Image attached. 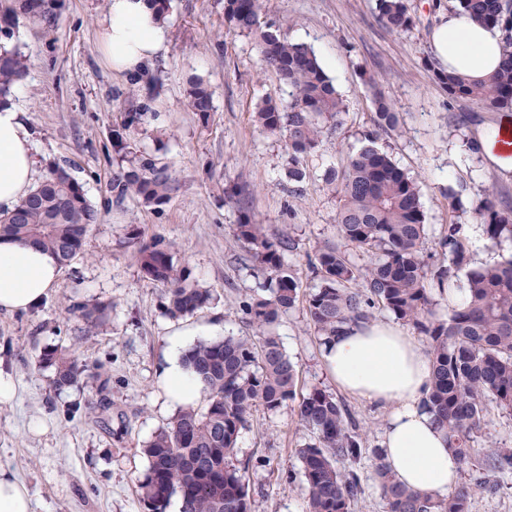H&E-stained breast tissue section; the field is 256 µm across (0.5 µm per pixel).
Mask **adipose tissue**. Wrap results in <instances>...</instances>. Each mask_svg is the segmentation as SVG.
<instances>
[{
	"label": "adipose tissue",
	"mask_w": 512,
	"mask_h": 512,
	"mask_svg": "<svg viewBox=\"0 0 512 512\" xmlns=\"http://www.w3.org/2000/svg\"><path fill=\"white\" fill-rule=\"evenodd\" d=\"M166 38L165 22L152 0H108L100 49L113 72H143ZM431 43L442 67L472 80L488 77L502 61L501 31L462 12L443 17ZM481 145L488 163L512 176V117L484 130ZM35 166L34 143L19 112L0 108V208H12L26 197L34 186ZM59 276L60 267L49 252L0 240V310L25 312L38 306ZM169 344L163 388L173 399L195 401L199 392L178 354L179 335H172ZM324 355L338 386L389 410L382 446L394 478L413 490L448 494L459 481V462L447 435L422 406L431 365L419 343L394 324L352 326L332 338Z\"/></svg>",
	"instance_id": "adipose-tissue-1"
}]
</instances>
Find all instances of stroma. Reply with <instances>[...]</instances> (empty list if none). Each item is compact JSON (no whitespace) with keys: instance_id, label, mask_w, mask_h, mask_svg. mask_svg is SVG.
I'll use <instances>...</instances> for the list:
<instances>
[{"instance_id":"stroma-1","label":"stroma","mask_w":512,"mask_h":512,"mask_svg":"<svg viewBox=\"0 0 512 512\" xmlns=\"http://www.w3.org/2000/svg\"><path fill=\"white\" fill-rule=\"evenodd\" d=\"M270 3L268 21L288 39L311 46L342 95L347 110L340 126L326 132L305 159L306 178L294 187L285 173V139L264 135L253 118L262 100H287V87L262 67L250 37L226 32L224 0H171L165 48L144 78L155 89L151 109L161 120L134 136L136 149L164 158L180 183L170 202L158 209L131 197L116 199L111 189L121 167L112 149V126L133 80L112 73L100 51L107 0H63L52 37L22 20L6 42L24 55L28 67L11 104L32 134L38 176L57 165L69 167L100 213L85 256L62 270L39 306L0 312V371L17 385L16 400L0 405V466L28 485L34 512H147L138 491L148 466L143 448L177 411L158 383L169 337L183 333L190 347L249 332L239 303L263 275L246 262L234 237L241 213L264 225L268 234L294 240L295 250L286 260L302 288H309V258L338 239V200L323 189L321 176L327 168L345 166L368 132H376V146L419 182L428 257L440 259L438 241L455 220L469 229L464 240L472 267L512 257V239H490L472 213L488 187L512 195V177L499 174L483 153L465 146L498 114L470 101H449L427 68L434 57L430 34L440 14L456 10V0H407L415 24L401 34L379 22L377 0ZM371 75L382 79L399 112V130H376L367 84ZM193 77L213 92L205 124L186 102ZM228 186L238 191L229 200L224 197ZM452 190L459 194L462 213L448 208ZM135 230L147 239L175 241L178 267L190 281L210 289L214 302L181 319L165 315L163 287L141 277L128 242ZM68 298L109 304L106 324L94 327L66 312ZM273 331L297 366L299 389L319 386L333 392L360 425L365 494L354 512H383L373 451L381 445L387 410L337 387L304 304L282 315ZM75 336L90 376L59 392L52 386V369L37 366V357L44 348L69 345ZM98 371L109 378L112 408L104 415L86 406L96 396ZM33 419L43 422L42 433H30ZM311 437L294 404L274 414L254 411L234 456L237 466L248 469L251 512H305L301 483L286 484L279 473L298 469L296 451Z\"/></svg>"}]
</instances>
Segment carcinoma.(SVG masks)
I'll list each match as a JSON object with an SVG mask.
<instances>
[{"mask_svg":"<svg viewBox=\"0 0 512 512\" xmlns=\"http://www.w3.org/2000/svg\"><path fill=\"white\" fill-rule=\"evenodd\" d=\"M268 0H224V26L255 40L260 60L288 89V102L264 101L254 113L260 131L288 144V180L306 174L305 157L315 151L325 131L340 125L343 97L323 70L313 49L291 42L262 21ZM60 0H0V28L13 29L24 17L54 32ZM380 22L395 33L413 26L405 0H378ZM459 10L475 21L499 28L504 35V58L498 71L482 83L440 67L432 61L434 81L448 99L471 100L489 110L512 109V0H459ZM27 65L14 51L0 49V107L9 102L13 87L24 79ZM378 128L395 131L398 113L378 81L370 77ZM186 99L199 121H209L212 92L195 79ZM151 96H128L129 112L112 130V148L123 153L125 166L112 182L116 197H132L146 207L160 208L179 190L170 166L154 155L133 149L131 139L154 117ZM370 144L351 153L341 170L324 172L326 189L338 198L337 231L349 246L370 255L355 265L335 245H326L311 263L314 284L306 296L310 326L320 341L346 325H367L373 309L382 307L425 337L431 377L423 404L448 432L450 447L460 464L461 482L439 498L397 483L383 453H375L384 512H471L475 494L492 490L491 476L512 471V449L492 442L476 458L474 437L483 428L487 406L512 414V258L470 272L465 303L451 307L448 321L432 311L431 289L439 293L457 286L458 272L470 262L459 225L448 224L439 240L442 259H424L425 215L417 180L384 151ZM492 238L512 235V205L489 190L474 209ZM100 214L82 185L66 167L52 169L13 209L0 211V239L10 238L50 252L61 267L83 256L86 238ZM235 237L247 248L252 263L264 274L253 295L240 302L249 336H226L194 345L184 354L194 374L202 405L182 408L143 448L149 466L140 482L148 512H166L179 498V512H251L245 470L234 464L240 431L253 411L275 412L296 404L301 424L313 440L297 450L306 512H352L365 493L357 464L363 448L346 406L319 387L298 391V371L279 338L270 332L281 315L296 307L300 286L285 263L293 240L265 233L245 214L235 225ZM143 278L165 287L163 307L173 318L196 314L207 307L212 293L187 282L185 270L174 262V242L154 236L147 241L130 237ZM71 313L94 325L106 322L104 305L75 302ZM77 346L48 348L38 365L53 369L57 391L76 386L85 365Z\"/></svg>","mask_w":512,"mask_h":512,"instance_id":"carcinoma-1","label":"carcinoma"}]
</instances>
